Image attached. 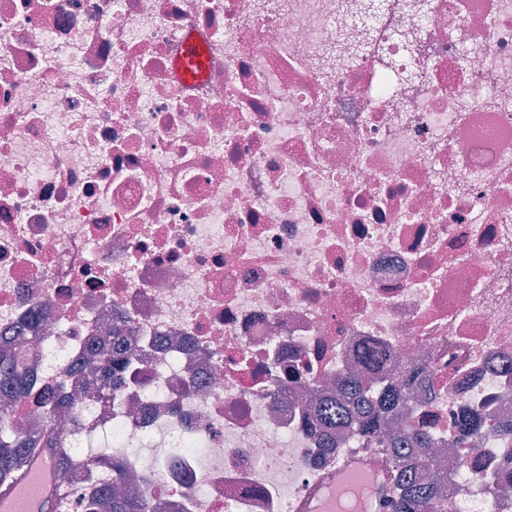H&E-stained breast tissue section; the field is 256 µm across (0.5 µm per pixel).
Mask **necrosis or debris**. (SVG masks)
I'll list each match as a JSON object with an SVG mask.
<instances>
[{"label":"necrosis or debris","instance_id":"1","mask_svg":"<svg viewBox=\"0 0 512 512\" xmlns=\"http://www.w3.org/2000/svg\"><path fill=\"white\" fill-rule=\"evenodd\" d=\"M35 309L16 427L108 442L69 512L115 462L157 512H295L352 450L321 395L403 365L442 512H512V438L455 427L512 423V0H0V343ZM206 66L204 53L192 42L185 46V52L177 65V74L180 78L193 80L201 77ZM455 426L462 441H468L471 437L482 433L486 427L483 417L472 411H464L459 415Z\"/></svg>","mask_w":512,"mask_h":512}]
</instances>
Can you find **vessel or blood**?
Masks as SVG:
<instances>
[{
    "mask_svg": "<svg viewBox=\"0 0 512 512\" xmlns=\"http://www.w3.org/2000/svg\"><path fill=\"white\" fill-rule=\"evenodd\" d=\"M204 53L189 43L177 65L180 78L193 80L203 75ZM59 467L53 455H34L22 476L8 493L0 495V512H46L58 485ZM344 488L348 498L339 500L337 488ZM383 506L373 483L357 454L348 455L333 474L308 496L301 512H380Z\"/></svg>",
    "mask_w": 512,
    "mask_h": 512,
    "instance_id": "obj_1",
    "label": "vessel or blood"
}]
</instances>
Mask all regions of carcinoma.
Instances as JSON below:
<instances>
[{"label": "carcinoma", "instance_id": "carcinoma-1", "mask_svg": "<svg viewBox=\"0 0 512 512\" xmlns=\"http://www.w3.org/2000/svg\"><path fill=\"white\" fill-rule=\"evenodd\" d=\"M24 337L0 347V396L6 399L29 392L33 376L29 365L19 356ZM339 394L324 399L317 413V424L326 434L341 428L352 429L361 447L367 448L379 436L386 438L387 448L394 461V470L386 504L388 512H442L440 487L446 477L433 474L427 480L419 476L427 465L428 437L423 429L411 422L404 428L394 425V419L406 400L401 388L386 387L378 401L372 403L364 397V387L358 377L347 374L337 381ZM461 440L467 441L485 429L483 417L465 411L455 423ZM38 452L56 456L61 471H66L75 458V451L64 450L50 430L22 435L10 422L9 412L0 410V492L11 486L32 457ZM123 480L121 470L112 479L100 480L93 486L90 507L105 512H151L147 492L133 488L122 496L112 493V485Z\"/></svg>", "mask_w": 512, "mask_h": 512}]
</instances>
